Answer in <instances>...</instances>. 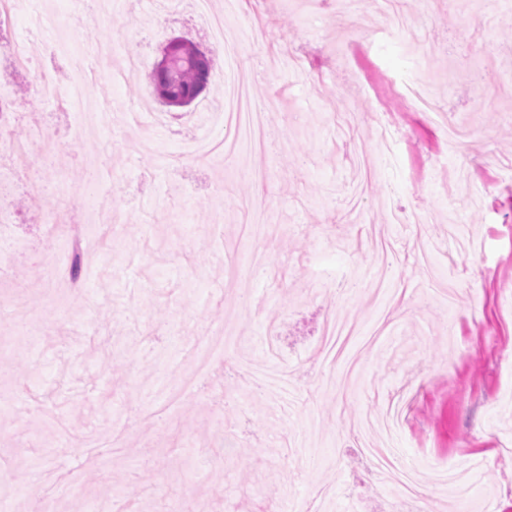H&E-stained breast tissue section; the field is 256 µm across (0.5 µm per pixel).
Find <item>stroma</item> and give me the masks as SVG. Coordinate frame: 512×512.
<instances>
[{"label":"stroma","mask_w":512,"mask_h":512,"mask_svg":"<svg viewBox=\"0 0 512 512\" xmlns=\"http://www.w3.org/2000/svg\"><path fill=\"white\" fill-rule=\"evenodd\" d=\"M158 20L138 0L119 17L83 18L72 0H14L0 25V88L12 105L0 122V496L9 512H387L393 486L366 479L351 438L388 401L412 396L401 457L425 465L482 460L473 503L512 512V0H248L233 22L251 108L265 133L240 157L181 166L186 143L220 112L209 85L200 103L152 102L146 68L169 37L211 50L193 0H170ZM119 39L139 68L87 86L111 103L94 135L76 113L37 92L43 74L68 89V54ZM29 43L32 66L9 50ZM309 44L323 71L288 66ZM491 47L488 70L478 53ZM418 77L452 122L470 130L458 155L423 113L400 112L407 136L381 152L373 127L342 125L370 103L356 70ZM46 129L54 156L32 148L40 185L11 176V140ZM98 173L91 212L67 211L76 173ZM489 192L471 201L469 183ZM420 206V224H395L390 207ZM63 212L95 235L86 280L55 279L71 245L55 246L43 216ZM111 213V224L101 221ZM266 213L287 234L254 239ZM462 219L471 239L449 234ZM387 267L409 290L396 311L374 299L371 274ZM353 289L340 293L331 274ZM361 327L343 348L359 379L319 350L332 313ZM233 339V362L283 371L288 383L256 390L212 362L195 395L174 399L193 369L188 355L215 329Z\"/></svg>","instance_id":"obj_1"}]
</instances>
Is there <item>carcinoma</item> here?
<instances>
[{"mask_svg": "<svg viewBox=\"0 0 512 512\" xmlns=\"http://www.w3.org/2000/svg\"><path fill=\"white\" fill-rule=\"evenodd\" d=\"M162 59L168 60L164 65L160 62L147 70V76L159 101H175L187 96L198 98L210 82L213 66L212 58L199 50L187 58L181 49L164 47ZM85 267L80 249L73 250L69 267L72 282L79 283L84 279Z\"/></svg>", "mask_w": 512, "mask_h": 512, "instance_id": "1", "label": "carcinoma"}]
</instances>
